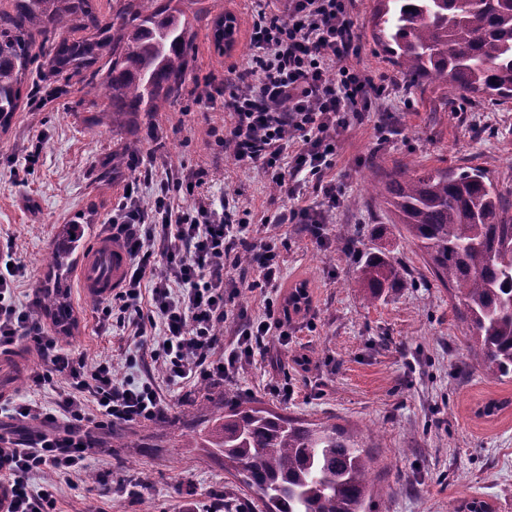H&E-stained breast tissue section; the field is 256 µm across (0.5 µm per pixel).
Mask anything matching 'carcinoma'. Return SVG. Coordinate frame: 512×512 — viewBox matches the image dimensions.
Returning a JSON list of instances; mask_svg holds the SVG:
<instances>
[{"mask_svg": "<svg viewBox=\"0 0 512 512\" xmlns=\"http://www.w3.org/2000/svg\"><path fill=\"white\" fill-rule=\"evenodd\" d=\"M0 12V127L22 99L36 67L46 95L73 78L99 90L113 124L134 112H157L183 95L193 50L192 23L173 0H116L109 19L92 0H13ZM81 32L80 38L73 34ZM49 45L47 62L34 35ZM373 39L413 81L449 84L472 96L512 99V0H376ZM425 255L436 281L452 289L457 317L473 340V368L512 376V204L483 171L384 169L372 184ZM68 254L52 249L35 315L50 316L67 336L75 325L62 287ZM405 275L381 252L358 259L357 281L371 304ZM197 448L224 456L265 512H367L373 457L332 424L310 427L261 407L214 415Z\"/></svg>", "mask_w": 512, "mask_h": 512, "instance_id": "1", "label": "carcinoma"}]
</instances>
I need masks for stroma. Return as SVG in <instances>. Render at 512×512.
I'll list each match as a JSON object with an SVG mask.
<instances>
[{
    "label": "stroma",
    "mask_w": 512,
    "mask_h": 512,
    "mask_svg": "<svg viewBox=\"0 0 512 512\" xmlns=\"http://www.w3.org/2000/svg\"><path fill=\"white\" fill-rule=\"evenodd\" d=\"M375 6L376 0H352L359 34L352 62L388 91L377 115L351 120L336 138L335 164L326 176L340 198L325 226L327 245L315 244L301 224H253L245 231L276 241L279 285L261 293L254 287L259 268L237 267L239 294L223 327L235 329L242 310L262 319L267 297L283 313L280 326L233 378L212 381L204 407L194 405L197 382H162L168 423L114 425L111 444L97 443L88 459V474L98 482L82 477L62 485L57 512H181L187 499L198 512H211L218 493L234 512H261V502L221 455L194 445L211 415L223 412L228 389L238 403L359 433L375 459L371 512H462L474 497L490 512H512V378L500 381L472 369L468 332L453 297L426 280L421 251L368 190L376 171L395 166H477L512 202V100L466 101L442 84L406 83L372 37ZM189 13L194 49L187 96L114 125L101 118L105 99L76 83L52 100L22 104L0 130V248L11 246L14 261L25 268L13 293L20 309H29L44 286L49 248L62 226L83 222L71 257L79 264L97 235L110 230L128 182L150 201L161 184L203 168L204 193L215 208L229 202L274 215L299 205L320 207L310 187L294 200L279 196L261 170L238 167L210 135L224 125L221 86L228 69L246 65L253 0H194ZM229 15L233 45L221 53L214 21ZM379 119L385 122L380 133L374 129ZM135 140L140 152L125 156L126 144ZM113 160L119 169L106 189L99 177ZM340 232L351 237L354 257L336 255ZM378 250L404 265L408 276L370 304L356 284L354 258ZM68 284L77 326L60 344L75 355L112 359L117 383H139L149 368L127 363L123 328L102 326L99 299L85 294L76 278ZM40 367L36 353L23 347L0 353V427L13 425L12 400L56 407V388L28 387L29 374ZM284 383L294 388L291 399L274 391ZM491 400L507 406L495 416L480 415Z\"/></svg>",
    "instance_id": "stroma-1"
}]
</instances>
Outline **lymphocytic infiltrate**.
Masks as SVG:
<instances>
[{"instance_id":"obj_1","label":"lymphocytic infiltrate","mask_w":512,"mask_h":512,"mask_svg":"<svg viewBox=\"0 0 512 512\" xmlns=\"http://www.w3.org/2000/svg\"><path fill=\"white\" fill-rule=\"evenodd\" d=\"M247 65L225 79L230 93L224 110L230 120L217 140L244 168H258L281 196L299 194L298 175H306L322 195V209L306 207L276 216V223L307 225L316 244H324L327 214L339 189L323 173L336 152V135L350 119L374 111L384 86L350 65L357 52V23L351 0H257ZM288 166H281L284 149ZM205 170L192 172L188 189L202 186ZM244 219L239 210L215 209L196 194L189 206L176 207L169 185H161L150 208L137 193L125 195L112 225L134 260L127 283L102 309L103 321L130 329L142 362H162L171 381L233 377L254 357L267 335L264 320L243 318L232 341L216 328L238 292L231 254ZM161 257L162 270L151 260ZM24 269L0 270V348L26 345L43 366L30 374L31 388L62 383L60 413L22 401L11 416L36 421L40 428L15 439L0 433V482L7 490L6 512H54L52 486L29 483L31 474L51 472L66 480L87 469L93 426L132 424L162 417L167 403L153 379L137 385L114 381L112 362L88 363L63 350L56 336L12 301L14 283ZM150 290H143V280ZM160 318L164 333L148 335L147 321Z\"/></svg>"}]
</instances>
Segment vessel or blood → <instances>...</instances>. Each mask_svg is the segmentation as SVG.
<instances>
[{
  "label": "vessel or blood",
  "mask_w": 512,
  "mask_h": 512,
  "mask_svg": "<svg viewBox=\"0 0 512 512\" xmlns=\"http://www.w3.org/2000/svg\"><path fill=\"white\" fill-rule=\"evenodd\" d=\"M129 267L130 257L122 241L105 233L86 251L76 277L85 293L105 298L125 286Z\"/></svg>",
  "instance_id": "vessel-or-blood-1"
}]
</instances>
